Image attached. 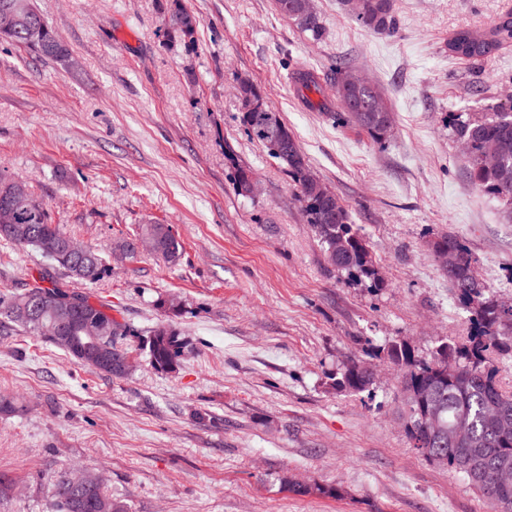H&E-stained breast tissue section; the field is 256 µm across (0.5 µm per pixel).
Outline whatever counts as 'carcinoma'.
Masks as SVG:
<instances>
[{
  "mask_svg": "<svg viewBox=\"0 0 512 512\" xmlns=\"http://www.w3.org/2000/svg\"><path fill=\"white\" fill-rule=\"evenodd\" d=\"M170 16L182 19L176 32L193 38L197 19L173 0ZM304 0H276L279 13L298 29L318 40L323 26L317 14L304 15ZM352 18L375 33L393 34L398 28L394 0H362ZM1 39L20 44L41 57L65 61L69 52L55 29L47 23L41 28L15 37L1 32ZM505 47H512V10L501 14L487 28H461L448 38V53L471 62L488 59ZM335 96L326 94L320 77L309 69L295 68L291 79L305 103L326 113L338 124H351L365 132L373 142L384 144L394 126L392 111L385 104L384 91L350 81L354 72L342 63L333 67ZM240 121L248 136L261 142L295 182L306 223L324 248L330 265L345 272L357 282L380 288L383 282L375 269L367 243L352 224L350 212L343 203L323 196L322 182L309 177L310 166L294 134L278 113L269 109L258 114L241 105ZM448 125L458 141L472 144L466 156V167L473 184L495 198L508 219L512 220V103L488 104L481 112H453ZM288 140V153L278 154L273 143ZM498 148L497 159L490 165L483 161V144ZM10 178L0 173V206L10 210L11 227L0 229V238L18 248H32L50 267L66 271L78 280H94L105 272L104 258L90 245L84 257H73L57 250L67 234L53 223L47 205L34 193L26 199L8 196ZM144 236L156 241L155 255L173 263L179 260L182 245L165 224H149ZM451 245L457 250L458 263L448 273V283L460 303L471 313V331L461 343L451 339L439 342L430 360L416 358L403 340L391 341L382 349L389 363L402 372L403 422L407 437L416 449H428L424 459L437 458L441 468L462 477L487 499L492 512H512V483L498 481V470L506 461L512 468V433L499 429L488 410L499 406L512 413V391L503 390L497 381L495 358L512 356V310L499 307L485 283L475 271V259L459 239L444 235L430 243L433 253L437 245ZM165 318L150 332L145 349L151 365L160 371L173 372L178 367L181 343L173 328L182 304L174 297L159 301ZM0 318L44 337L76 362L110 377L123 378L134 369V361L122 345L128 335L127 326L112 316V307L93 302L90 296L65 289L42 272L27 284L25 291L9 299H0ZM369 363L352 360L331 379L329 388L337 393H361L370 390L367 378ZM422 390L434 397L439 431L426 427L422 402L408 393ZM464 423L469 438L461 444L448 440L458 423ZM471 459L480 476L460 470V460ZM83 486H74L69 468L54 473L52 505L54 512H128L127 505L107 494L102 478L91 471L82 475Z\"/></svg>",
  "mask_w": 512,
  "mask_h": 512,
  "instance_id": "cac0c4a2",
  "label": "carcinoma"
}]
</instances>
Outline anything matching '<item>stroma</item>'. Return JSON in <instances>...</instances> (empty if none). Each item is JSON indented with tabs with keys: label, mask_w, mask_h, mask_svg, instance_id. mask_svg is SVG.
Segmentation results:
<instances>
[{
	"label": "stroma",
	"mask_w": 512,
	"mask_h": 512,
	"mask_svg": "<svg viewBox=\"0 0 512 512\" xmlns=\"http://www.w3.org/2000/svg\"><path fill=\"white\" fill-rule=\"evenodd\" d=\"M173 1L35 0L69 64L0 39V172L101 250L105 272L77 289L130 327L135 360L116 379L22 327L0 329V396L20 407L0 414V512H50L52 477L68 465L99 472L129 512H490L412 448L401 372L377 351L402 339L427 360L440 340L468 336L470 312L429 246L438 236L457 237L491 294L512 299V223L471 184L448 128L449 113L512 90V47L478 64L447 48L512 0H395L390 35L339 0H313L317 41L275 0H177L198 21L190 45L167 22ZM339 58L383 89L395 117L385 144L299 100L290 70L328 87ZM241 76L349 210L383 287L328 264L291 177L240 122ZM239 166L256 196L237 194ZM154 223L181 242L179 260L122 256L119 243ZM42 266L0 240L1 293H22ZM171 294L183 349L167 373L141 345ZM350 358L375 361L371 393L329 390ZM288 478L340 495H299Z\"/></svg>",
	"instance_id": "obj_1"
}]
</instances>
